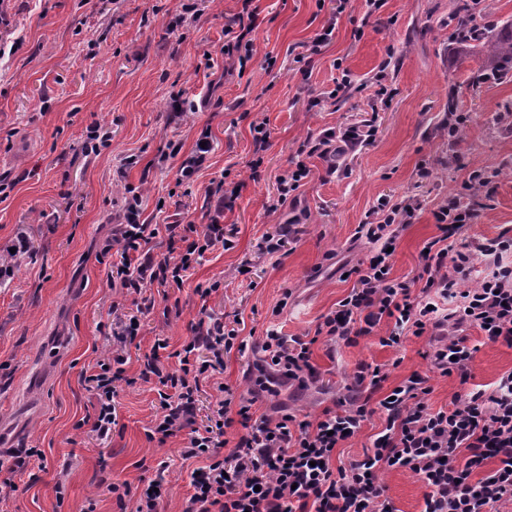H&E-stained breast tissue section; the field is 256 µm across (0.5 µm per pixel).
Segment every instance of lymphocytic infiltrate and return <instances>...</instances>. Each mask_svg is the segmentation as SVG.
<instances>
[{
    "mask_svg": "<svg viewBox=\"0 0 512 512\" xmlns=\"http://www.w3.org/2000/svg\"><path fill=\"white\" fill-rule=\"evenodd\" d=\"M241 8L224 28V54L231 64L246 67L256 54L252 32L257 26L254 0H240ZM373 125L329 128L303 140L298 161L278 178V200L294 199L313 172L305 163L315 156L336 172L338 160L358 145L371 141ZM494 180L490 171L471 170L460 193L450 196L435 211L438 236L427 242L422 270L411 280L392 275L391 250L414 223L421 209L417 198L396 203L379 200L374 211L379 221L364 222L356 239L372 250L367 259L351 267L358 288L326 315L317 335L351 345L358 337L384 328L379 343L400 347L407 337H428L433 348L431 365L441 376H457L461 388L450 404L433 409L428 375L413 372L390 393L382 388L389 377L385 366L360 363L353 381L339 398L337 409H324L312 420L293 413L278 418L252 417L253 399L235 396L224 384L221 397L205 423H198L203 382L224 372V357L245 351L246 340L223 317L200 307L191 335L181 349L172 351L164 339H155L140 359L138 377L152 384L159 414L146 430L148 441L165 444L185 438L183 456L202 458L206 464L192 475V494L182 512H396L378 481L382 471L404 470L423 488L422 512H500L512 503V370L492 388L470 386L474 350L467 331L478 328L485 339L512 347V234L477 240L460 249L448 244L464 225L475 223L483 209L482 191ZM125 205L112 227L118 260L105 266L112 292L110 306L112 346L91 366L85 382L93 403L85 417L91 432L109 438L118 424L116 397L128 382L127 347L140 326L126 314L127 304L148 315L155 309L154 291L182 288L205 252L232 249L224 230V213L232 209L237 189L211 181L205 191L204 224H149L142 220V194L125 186ZM168 240V252L155 257L149 245L158 236ZM483 278H474L476 266ZM170 351L164 362L162 351ZM268 368L267 382L284 381L305 388L319 373L310 362L309 342L269 330L261 342ZM380 416L383 428L374 434L361 457L337 463L336 450L364 422ZM245 427L231 452H224V435L233 422ZM166 465L140 493L129 482L113 480L106 489L120 512L135 500L134 512H165Z\"/></svg>",
    "mask_w": 512,
    "mask_h": 512,
    "instance_id": "obj_1",
    "label": "lymphocytic infiltrate"
}]
</instances>
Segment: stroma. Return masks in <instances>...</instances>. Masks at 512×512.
Listing matches in <instances>:
<instances>
[{"label":"stroma","instance_id":"obj_1","mask_svg":"<svg viewBox=\"0 0 512 512\" xmlns=\"http://www.w3.org/2000/svg\"><path fill=\"white\" fill-rule=\"evenodd\" d=\"M184 0H5L10 30L0 40L16 48L0 56V248L26 229L35 250L20 259L0 285V463L14 448L41 450V465L21 476L24 490L0 500V512H118L99 484L111 477L131 486L153 478L168 464L166 512H181L191 493L195 459L181 455L183 437L149 442L145 432L158 412L150 384L136 378L137 357L156 338L180 349L200 306L235 314L252 348L224 357L220 380L235 393L258 386L263 355L259 342L270 328L285 336L314 334L355 285L343 269L365 259L368 246L355 239L378 200L419 198L422 209L401 236L393 274H417L420 251L437 236L434 211L460 192L467 172L497 171L494 193L476 223L450 238L453 248L512 231V80L479 79L483 60L455 41L448 15L454 0H384L369 11L366 0H256L255 58L243 73L224 71V27L237 0H207L200 19L170 30ZM335 24L330 42L313 46L324 26ZM470 122L449 140L448 90ZM326 100H319V93ZM195 105L187 120H168L173 96ZM264 119L270 138L256 153L250 124ZM373 120L371 144L351 153L347 171L329 175L310 158L311 180L298 192L302 212L296 242L267 255L263 237L277 234L289 205H277V177L307 135ZM110 127L99 154H86L88 127ZM210 130L209 168L193 185L178 183V159L157 168L169 144L190 151ZM258 168H251L255 156ZM133 165H126V158ZM428 164L433 174L420 180ZM144 186L142 217L152 224L169 217L206 223L204 195L211 180L241 183L225 228L234 232L229 250L206 252L182 290H170L179 315L154 311L131 344L128 376L135 383L116 398L118 425L97 440L80 420L91 410L82 373L110 345L104 266L99 257L112 238L124 198L117 178ZM165 210H157L158 199ZM219 283L207 300L196 286ZM477 351L471 382L491 387L512 370V347L469 332ZM425 338L407 337L397 349L378 335L356 344L312 345L320 380L295 392H262L256 413L289 406L298 418L334 407L359 363L388 367V386L412 372L430 375L433 407L448 405L456 377L430 373ZM397 512H421L422 488L409 473L381 474Z\"/></svg>","mask_w":512,"mask_h":512}]
</instances>
